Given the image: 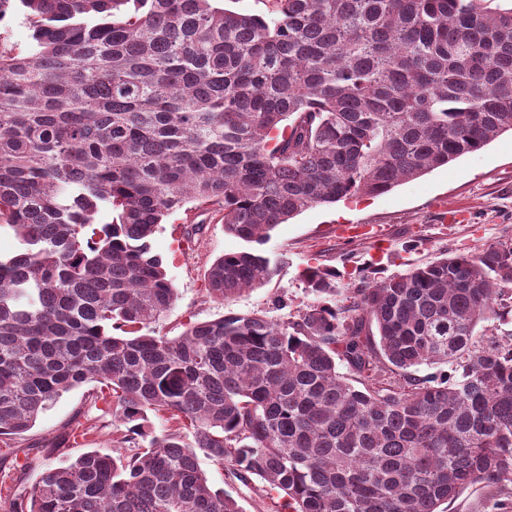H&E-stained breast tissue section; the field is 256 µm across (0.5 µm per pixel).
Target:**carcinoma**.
<instances>
[{
    "label": "carcinoma",
    "instance_id": "1",
    "mask_svg": "<svg viewBox=\"0 0 512 512\" xmlns=\"http://www.w3.org/2000/svg\"><path fill=\"white\" fill-rule=\"evenodd\" d=\"M16 2L33 46L0 37V226L21 243L0 258V443L96 382L115 447H147L48 468L10 512H243L201 454L275 512H447L479 482L512 512V241L360 271L341 304L340 271L308 266L291 319L152 328L177 298L153 238L186 204L253 245L206 272L226 302L285 264L258 249L276 225L512 132V0Z\"/></svg>",
    "mask_w": 512,
    "mask_h": 512
}]
</instances>
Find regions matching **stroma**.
Segmentation results:
<instances>
[{"label":"stroma","mask_w":512,"mask_h":512,"mask_svg":"<svg viewBox=\"0 0 512 512\" xmlns=\"http://www.w3.org/2000/svg\"><path fill=\"white\" fill-rule=\"evenodd\" d=\"M461 207L470 212L466 224H443L438 211ZM204 230L187 240L192 223ZM342 224L372 225L377 240L346 242L336 234ZM512 239V134L504 133L483 149L405 182L378 196L357 195L331 205L310 207L287 223L277 225L263 249L269 255L286 254L288 263L264 287L242 293L231 302L209 296L205 274L210 264L227 252L244 250L246 244L228 234L210 205L190 203L170 214L153 240L167 274L177 290L174 307L157 323L160 334L177 336L188 324L219 318L228 312H263L280 320L310 303L301 273L306 266H329L340 271L339 297H346L359 267L372 269L375 280L405 274L419 264L444 255L476 253L487 245ZM288 301L276 309L275 298ZM82 411L94 431L83 450H112L114 417L110 406L90 404L84 388L64 394L37 421L31 432L32 447L6 454L0 446V482L23 479L33 485L47 468L59 463L58 454L43 448L42 440L60 435L75 411ZM200 465L210 483L235 498L243 512H274L273 500L258 499L250 485L228 466L209 459Z\"/></svg>","instance_id":"obj_1"}]
</instances>
